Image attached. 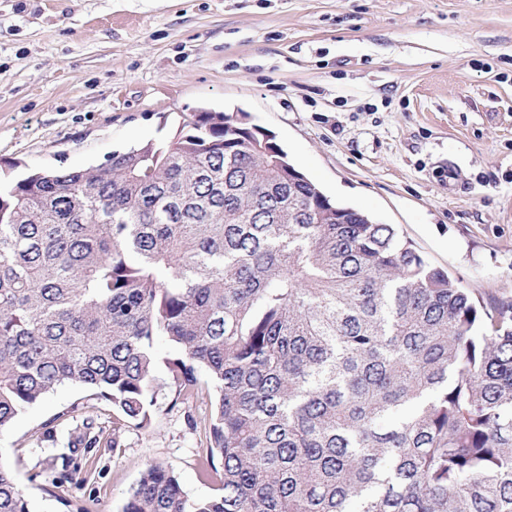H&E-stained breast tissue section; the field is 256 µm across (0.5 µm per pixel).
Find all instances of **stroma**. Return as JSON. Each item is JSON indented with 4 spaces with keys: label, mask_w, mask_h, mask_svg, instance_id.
<instances>
[{
    "label": "stroma",
    "mask_w": 512,
    "mask_h": 512,
    "mask_svg": "<svg viewBox=\"0 0 512 512\" xmlns=\"http://www.w3.org/2000/svg\"><path fill=\"white\" fill-rule=\"evenodd\" d=\"M203 109L247 113L484 303L512 296V0H0V179L103 164ZM156 378L147 429L113 438L111 405L65 385L0 432L30 512H118L153 462L213 494L209 408Z\"/></svg>",
    "instance_id": "35a3bbf8"
}]
</instances>
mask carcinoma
I'll return each instance as SVG.
<instances>
[{"label":"carcinoma","instance_id":"carcinoma-1","mask_svg":"<svg viewBox=\"0 0 512 512\" xmlns=\"http://www.w3.org/2000/svg\"><path fill=\"white\" fill-rule=\"evenodd\" d=\"M0 182V430L72 384L145 429L157 337L206 393L216 495L152 463L120 512H512V298L331 201L242 113ZM0 512H29L0 458Z\"/></svg>","mask_w":512,"mask_h":512}]
</instances>
